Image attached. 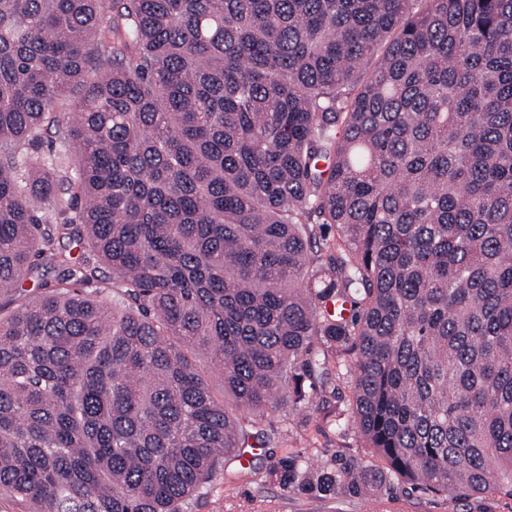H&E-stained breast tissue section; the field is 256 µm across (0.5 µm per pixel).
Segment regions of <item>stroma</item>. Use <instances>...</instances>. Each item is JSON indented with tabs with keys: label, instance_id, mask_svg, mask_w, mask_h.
<instances>
[{
	"label": "stroma",
	"instance_id": "1",
	"mask_svg": "<svg viewBox=\"0 0 512 512\" xmlns=\"http://www.w3.org/2000/svg\"><path fill=\"white\" fill-rule=\"evenodd\" d=\"M354 391L350 377L330 375L323 401L272 413L265 421L274 434L270 448L244 447L243 465L229 466L208 495L194 501L191 512H480L477 499L439 497L388 482L365 497H323L284 490L265 472L287 450L311 456L318 465L364 452L356 426L337 430L331 421L335 409H351Z\"/></svg>",
	"mask_w": 512,
	"mask_h": 512
}]
</instances>
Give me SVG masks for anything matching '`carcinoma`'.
Masks as SVG:
<instances>
[{"mask_svg":"<svg viewBox=\"0 0 512 512\" xmlns=\"http://www.w3.org/2000/svg\"><path fill=\"white\" fill-rule=\"evenodd\" d=\"M102 2L0 0V496L189 512L334 368L284 489L512 498V0Z\"/></svg>","mask_w":512,"mask_h":512,"instance_id":"carcinoma-1","label":"carcinoma"}]
</instances>
